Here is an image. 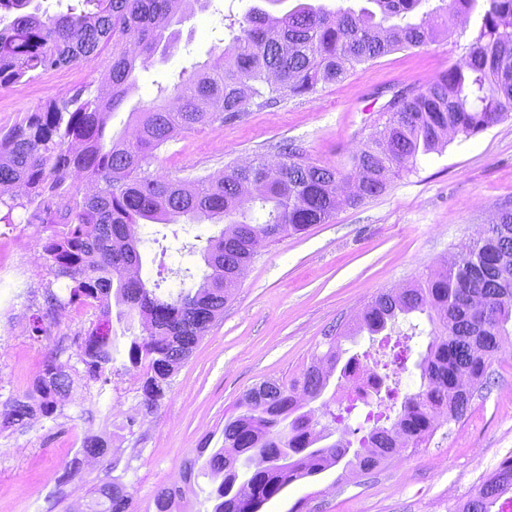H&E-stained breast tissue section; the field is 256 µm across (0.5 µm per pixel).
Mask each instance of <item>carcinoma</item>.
<instances>
[{
    "mask_svg": "<svg viewBox=\"0 0 512 512\" xmlns=\"http://www.w3.org/2000/svg\"><path fill=\"white\" fill-rule=\"evenodd\" d=\"M93 9L70 7L54 15L28 12L30 0H0V12L15 18L0 28V87L29 80L51 69L108 59L104 80L68 98L51 99L25 112L8 128H0V186L21 185L24 191L0 193V223H14L22 210L51 234L39 245L54 280L69 281L62 301L47 291L49 308L64 304L98 310V324L80 345L85 374L98 380L112 371L121 354L112 321L139 318L143 335L131 340L130 363H147L142 385L144 405L162 400L169 379L192 355L199 338L220 317L224 302L237 288L226 267L229 261L249 265L259 242H278L327 224L337 210L334 187L351 185L349 204L382 195L391 177L415 167L422 155L444 145L442 131L470 138L501 122L512 112V0H362L352 7L330 9L300 3L281 14L254 7L239 22L214 63L203 64L131 113L139 128L135 139L107 138L110 114L136 87L135 72L159 51L173 48L165 34L173 17L199 0H83ZM474 16L477 34L464 58L422 88L411 89L385 122L354 155L353 169L317 164L298 149L286 147L272 165L256 158L247 166L224 169L222 178H172L152 168L156 153L176 131L194 130L234 117L286 96L316 91L320 84L343 80L357 66L393 51L419 47L448 31L459 16ZM253 185L254 203L263 215L248 214L238 203L240 189ZM208 220L224 228L205 239L199 252L209 269L196 289H180L162 298L130 271L142 266L141 224H173L179 218ZM118 307L112 312V307ZM427 314L430 341L419 362L422 390L406 394L392 427L377 424L360 438L374 448L354 453L346 467L360 472L417 448L433 427V414L448 409L462 419L472 395L456 384L458 374L470 387L482 388L492 356L512 323V209L499 212L477 239L453 254L438 275L400 290H381L358 317L352 332L376 335L395 325L398 316ZM312 358L301 377L286 384L274 381L263 401L246 392L240 413L228 418L218 448H198L184 463L185 480L224 474L206 501L211 512H262L263 506L296 480L312 477L339 463L347 452L339 440L315 447L312 411L296 399L326 390L340 347L334 339ZM72 376L53 363L34 385L40 402L27 394L0 411V430L22 427L40 412L56 410L69 393ZM81 454L106 462L104 475L91 487L88 512H130L131 495L108 459L107 444L86 438ZM263 462L247 478L224 470L227 456ZM496 491L484 500L483 512L512 509V459L486 479ZM180 491L158 489L153 512H175Z\"/></svg>",
    "mask_w": 512,
    "mask_h": 512,
    "instance_id": "cac0c4a2",
    "label": "carcinoma"
}]
</instances>
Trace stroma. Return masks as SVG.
I'll return each mask as SVG.
<instances>
[{
  "label": "stroma",
  "instance_id": "1",
  "mask_svg": "<svg viewBox=\"0 0 512 512\" xmlns=\"http://www.w3.org/2000/svg\"><path fill=\"white\" fill-rule=\"evenodd\" d=\"M257 3L201 0L172 23L173 50L137 71V88L112 113L109 135H129L132 111L152 102L158 84L212 61L231 38L229 23ZM476 26L471 20L451 35L387 54L314 93L253 105L224 123L181 132L154 167L179 178L209 176L245 158L278 160L281 145L292 142L318 163L349 172L393 90L427 85L430 74L465 54ZM105 73L104 64L95 62L0 87V126L55 98L59 87L72 93L94 87ZM505 204L512 205V116L473 137L452 138L440 152L419 158L411 173L392 178L383 195L340 205L329 223L261 244L223 315L150 411L141 391L146 365H131L124 355L107 378H86L78 345L95 327L96 313L73 305L47 312L46 287L63 297L68 290L51 283L45 258L33 261L29 254L52 227L28 223L27 213L16 212L14 223L0 224V408L32 393L52 358L69 368L73 386L53 414L0 431V512H84L90 487L103 475L99 461L79 458L89 435L102 436L115 450L114 473L128 486L132 512H150L157 488L170 485L197 448L220 447L224 422L236 415L246 391L268 380L298 378L313 354L323 351L328 331L356 320L380 290L406 288L436 272ZM426 321L423 314L402 317L388 340L361 332L342 340L340 349L347 358L367 353L388 363L408 343L398 389L415 392L421 386L417 363L429 338L407 342L402 335L410 323ZM489 374L466 416L440 423L419 448L368 474L334 465L288 486L265 512H288L295 504L301 512H457L512 458V360L492 357ZM342 386L339 374H332L323 400L305 407L317 413L318 435L346 439L356 450L363 409L340 423L331 419L342 408ZM325 400L328 416L319 411Z\"/></svg>",
  "mask_w": 512,
  "mask_h": 512
}]
</instances>
